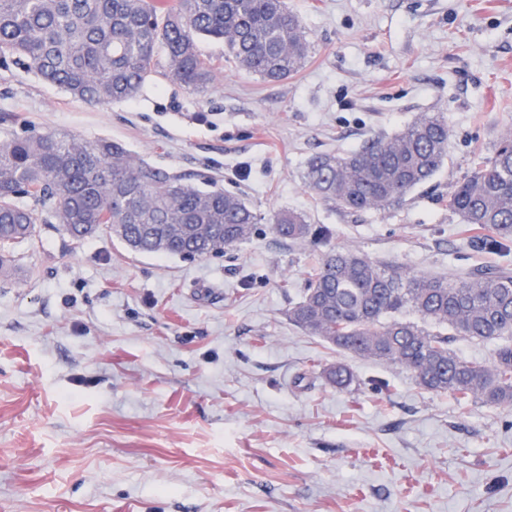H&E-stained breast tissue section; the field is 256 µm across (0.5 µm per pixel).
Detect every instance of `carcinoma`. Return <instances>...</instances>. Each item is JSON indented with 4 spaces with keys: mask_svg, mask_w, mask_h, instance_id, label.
I'll return each mask as SVG.
<instances>
[{
    "mask_svg": "<svg viewBox=\"0 0 512 512\" xmlns=\"http://www.w3.org/2000/svg\"><path fill=\"white\" fill-rule=\"evenodd\" d=\"M224 41L225 58L268 82L287 79L309 57L305 27L288 0H0V59H14L87 105L131 100L159 74L201 94L215 68L199 49ZM168 68L159 69L160 58ZM448 123L423 114L401 132L372 138L343 155L306 164L308 187L357 212L402 203L429 182L448 151ZM27 196L49 208L77 241L110 232L134 254L203 259L250 240L257 215L242 198L136 159L122 143L68 133L0 142V252L35 233ZM448 208L496 249L512 239V137L478 160L448 196ZM269 223L284 241L329 237L290 210ZM288 320L354 356L407 369L428 391L512 409V270L477 268L464 277L424 276L330 250L311 267ZM455 336L499 342L486 367L450 348ZM340 389L353 377L329 369Z\"/></svg>",
    "mask_w": 512,
    "mask_h": 512,
    "instance_id": "cac0c4a2",
    "label": "carcinoma"
}]
</instances>
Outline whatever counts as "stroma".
<instances>
[{
    "label": "stroma",
    "mask_w": 512,
    "mask_h": 512,
    "mask_svg": "<svg viewBox=\"0 0 512 512\" xmlns=\"http://www.w3.org/2000/svg\"><path fill=\"white\" fill-rule=\"evenodd\" d=\"M305 66L266 82L224 59L204 94L162 78L89 107L0 63V141L106 137L259 222L224 255H136L76 242L38 209L0 268V512H512V410L462 406L406 369L288 320L323 250L418 275L512 268L476 245L449 194L512 133V0H288ZM445 118L448 156L399 206L348 212L303 178L309 158ZM280 209L328 226L284 241ZM345 364L354 382L325 376Z\"/></svg>",
    "instance_id": "35a3bbf8"
}]
</instances>
